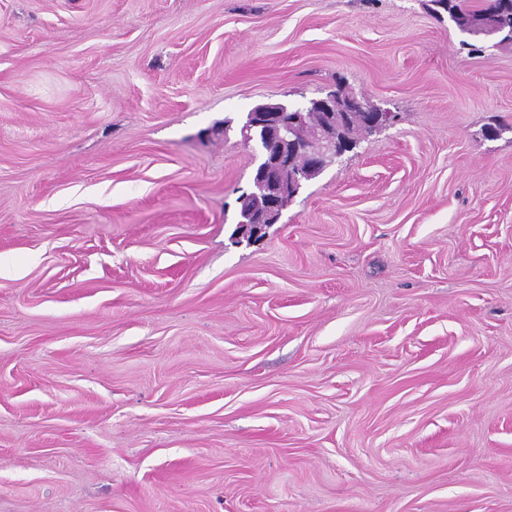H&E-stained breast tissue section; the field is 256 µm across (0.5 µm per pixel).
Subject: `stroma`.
<instances>
[{
  "label": "stroma",
  "mask_w": 512,
  "mask_h": 512,
  "mask_svg": "<svg viewBox=\"0 0 512 512\" xmlns=\"http://www.w3.org/2000/svg\"><path fill=\"white\" fill-rule=\"evenodd\" d=\"M339 83L396 121L233 238L247 113ZM0 512H512V44L0 0Z\"/></svg>",
  "instance_id": "1"
}]
</instances>
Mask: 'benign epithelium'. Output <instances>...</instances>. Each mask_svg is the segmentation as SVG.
I'll list each match as a JSON object with an SVG mask.
<instances>
[{"mask_svg":"<svg viewBox=\"0 0 512 512\" xmlns=\"http://www.w3.org/2000/svg\"><path fill=\"white\" fill-rule=\"evenodd\" d=\"M364 103L353 96H345L336 90L312 100L306 110H297L296 118L291 120L288 114L250 111L247 115L245 129L259 133L269 127H274L283 133V139L288 141V148H281L273 154L266 155L259 169L258 186L263 195L264 207L258 211L252 223L258 225L255 235H260L261 224H273L278 220L276 207L281 195L288 189H293L308 179L309 169L295 166V157L303 149L313 162H318L322 155L332 153L336 157L344 155L349 145L345 140L344 128L362 110ZM316 111L321 115V121L310 129L309 138L298 146V127L305 125V112ZM392 118V113L375 108L367 114V124L370 130H378L386 126Z\"/></svg>","mask_w":512,"mask_h":512,"instance_id":"obj_1","label":"benign epithelium"}]
</instances>
